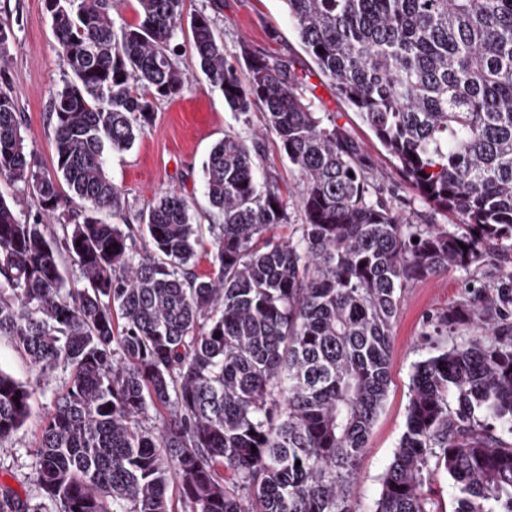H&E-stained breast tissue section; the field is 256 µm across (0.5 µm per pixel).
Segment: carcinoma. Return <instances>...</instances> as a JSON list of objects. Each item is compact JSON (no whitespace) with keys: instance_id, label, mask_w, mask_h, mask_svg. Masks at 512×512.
<instances>
[{"instance_id":"carcinoma-1","label":"carcinoma","mask_w":512,"mask_h":512,"mask_svg":"<svg viewBox=\"0 0 512 512\" xmlns=\"http://www.w3.org/2000/svg\"><path fill=\"white\" fill-rule=\"evenodd\" d=\"M283 2L420 198L461 223L414 224L372 198L360 145L301 99L291 67L245 44L229 62L205 11L189 21L197 66L232 111L262 110L298 171L305 222L272 234L288 200L260 176L258 144L226 132L203 168L222 220L210 273L176 191L139 224L105 223L127 206L109 156L146 133L155 100L189 88L183 0H137L135 25L116 21L117 0H45L69 77L51 101L50 172L0 89V180L39 205L22 217L0 195V336L37 380L64 384L29 450L31 493L1 489L0 512H356L402 289L488 259L493 271L435 318L375 512H437L440 471L453 512H512V0ZM13 37L0 20L1 79ZM61 181L84 209L67 207ZM474 323L485 333L440 341ZM34 394L0 368V440ZM439 512H451L456 506L457 490L453 481L444 472L438 473L432 483L431 493Z\"/></svg>"}]
</instances>
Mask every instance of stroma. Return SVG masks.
<instances>
[{
	"label": "stroma",
	"mask_w": 512,
	"mask_h": 512,
	"mask_svg": "<svg viewBox=\"0 0 512 512\" xmlns=\"http://www.w3.org/2000/svg\"><path fill=\"white\" fill-rule=\"evenodd\" d=\"M201 10L215 12L217 31L229 59H237L245 41L269 61L291 65L301 78L298 94L314 111L333 113L337 124L359 143L371 182L395 211L416 224L458 223L457 215L421 201L358 113L321 74L303 50L283 0H222L218 11L213 0H184V17ZM1 18L10 22L16 35L9 51L8 77L23 114L25 142L33 149L40 169L48 172L54 156L51 96L62 86L66 72L57 38L44 0H0ZM193 83L189 92L157 100L155 119L146 133L130 150L112 155L108 173L125 192L128 204L119 216L104 214V221L138 223L141 211L159 194L174 188L189 199L198 224H212L213 212L203 192V164L225 132L232 131L246 141H259V165L275 178L289 201L291 223H303L297 205L298 172L282 154L276 136L264 131L261 111L240 116L225 106L221 92L209 88L203 74H196ZM488 272L484 265L467 273L451 270L405 288L392 327L388 392L359 461L356 512H374L383 475L405 430L414 366L430 354L424 340L430 330L428 316L448 310L473 280ZM49 406V396H36L26 424L12 438L0 442V487H9L22 496L29 493L27 451L38 440Z\"/></svg>",
	"instance_id": "obj_1"
}]
</instances>
